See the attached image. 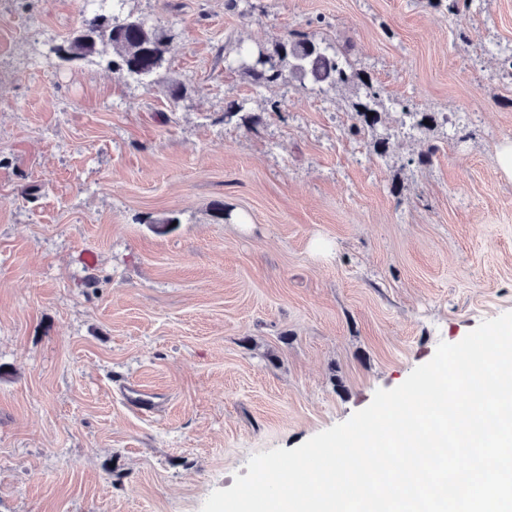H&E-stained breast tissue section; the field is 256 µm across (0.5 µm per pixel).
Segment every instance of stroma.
Segmentation results:
<instances>
[{
	"label": "stroma",
	"instance_id": "obj_1",
	"mask_svg": "<svg viewBox=\"0 0 512 512\" xmlns=\"http://www.w3.org/2000/svg\"><path fill=\"white\" fill-rule=\"evenodd\" d=\"M85 6L0 0V512H201L512 311V0H126L150 86L58 55ZM291 32L371 86L250 83Z\"/></svg>",
	"mask_w": 512,
	"mask_h": 512
}]
</instances>
